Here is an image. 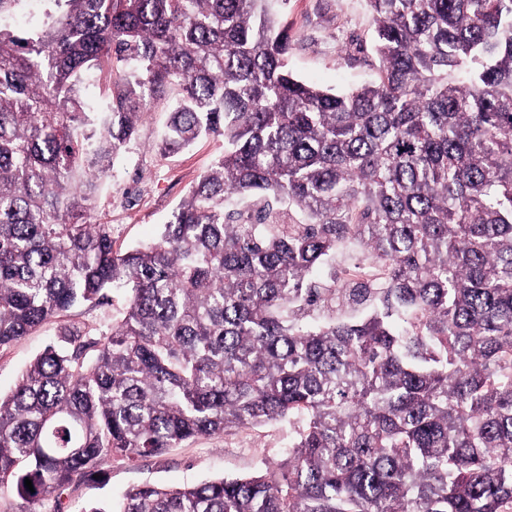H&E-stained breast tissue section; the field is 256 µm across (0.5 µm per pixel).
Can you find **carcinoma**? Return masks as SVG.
Listing matches in <instances>:
<instances>
[{
  "label": "carcinoma",
  "instance_id": "carcinoma-1",
  "mask_svg": "<svg viewBox=\"0 0 512 512\" xmlns=\"http://www.w3.org/2000/svg\"><path fill=\"white\" fill-rule=\"evenodd\" d=\"M36 2L0 0V349L128 301L0 396V491L286 422L256 474L80 512H512V0H368L378 78L341 92L271 0ZM155 94L162 151L224 154L116 249L99 186ZM108 78L105 72L93 71L85 77L81 91L94 112H102L107 95Z\"/></svg>",
  "mask_w": 512,
  "mask_h": 512
}]
</instances>
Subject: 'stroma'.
I'll list each match as a JSON object with an SVG mask.
<instances>
[{
    "instance_id": "stroma-1",
    "label": "stroma",
    "mask_w": 512,
    "mask_h": 512,
    "mask_svg": "<svg viewBox=\"0 0 512 512\" xmlns=\"http://www.w3.org/2000/svg\"><path fill=\"white\" fill-rule=\"evenodd\" d=\"M291 36L290 64L301 78L321 87L346 90L377 77L374 27L366 0H287L280 5ZM166 100L141 113L129 151L115 161L98 198L102 222L112 227L119 247L156 237L173 209L224 150L217 138H202L188 149L165 154L158 135L167 118ZM58 329L50 322L0 350V394H7L26 364ZM291 428L285 423L245 428L184 442L164 455L136 463L113 461L99 477L72 482L58 497L37 504V512H80L103 497L120 501L131 488L153 483L176 486L248 475L282 459Z\"/></svg>"
}]
</instances>
